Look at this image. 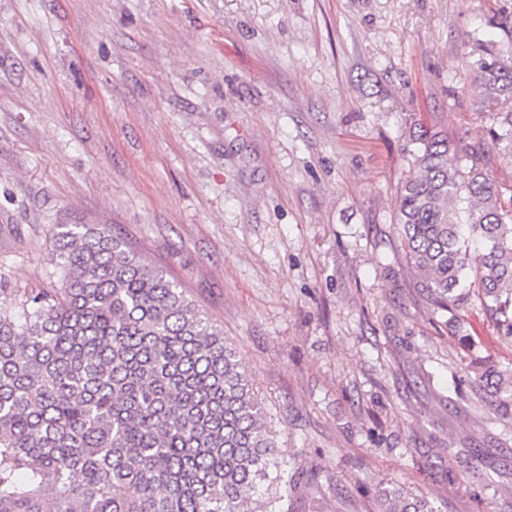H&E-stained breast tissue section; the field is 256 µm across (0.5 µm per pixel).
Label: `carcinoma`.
<instances>
[{
    "instance_id": "obj_1",
    "label": "carcinoma",
    "mask_w": 512,
    "mask_h": 512,
    "mask_svg": "<svg viewBox=\"0 0 512 512\" xmlns=\"http://www.w3.org/2000/svg\"><path fill=\"white\" fill-rule=\"evenodd\" d=\"M489 124L410 136L394 224L414 288L451 319L477 297L512 347V48L472 38ZM55 288H0V512H320L323 471L282 468L236 348L103 224H55ZM475 384L512 401V360L471 344ZM265 488L263 496L246 493ZM378 512H437L395 485Z\"/></svg>"
}]
</instances>
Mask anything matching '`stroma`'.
I'll return each instance as SVG.
<instances>
[{
	"label": "stroma",
	"instance_id": "obj_1",
	"mask_svg": "<svg viewBox=\"0 0 512 512\" xmlns=\"http://www.w3.org/2000/svg\"><path fill=\"white\" fill-rule=\"evenodd\" d=\"M512 0H0V283L55 282L50 229L106 224L223 328L283 461L365 512L381 483L512 512L476 406L479 302L417 294L393 213L412 132L484 119L464 43Z\"/></svg>",
	"mask_w": 512,
	"mask_h": 512
}]
</instances>
